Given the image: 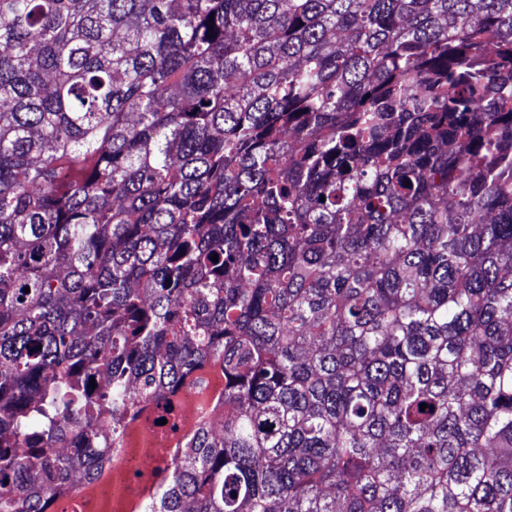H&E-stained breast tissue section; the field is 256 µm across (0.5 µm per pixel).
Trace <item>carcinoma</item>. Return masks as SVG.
Masks as SVG:
<instances>
[{
  "label": "carcinoma",
  "instance_id": "carcinoma-1",
  "mask_svg": "<svg viewBox=\"0 0 512 512\" xmlns=\"http://www.w3.org/2000/svg\"><path fill=\"white\" fill-rule=\"evenodd\" d=\"M211 361L149 512H512V0H0V512Z\"/></svg>",
  "mask_w": 512,
  "mask_h": 512
}]
</instances>
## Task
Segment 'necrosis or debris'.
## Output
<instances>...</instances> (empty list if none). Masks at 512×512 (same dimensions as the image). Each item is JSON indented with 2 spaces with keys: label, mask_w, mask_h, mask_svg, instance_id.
<instances>
[{
  "label": "necrosis or debris",
  "mask_w": 512,
  "mask_h": 512,
  "mask_svg": "<svg viewBox=\"0 0 512 512\" xmlns=\"http://www.w3.org/2000/svg\"><path fill=\"white\" fill-rule=\"evenodd\" d=\"M224 379L208 366L189 377L168 403H146L129 419L118 441V465L105 476L56 491L46 500V512H127L129 500L145 504L167 481L170 464L187 436L186 412L190 406L207 409L212 426L224 419V404L205 405L208 393L223 390Z\"/></svg>",
  "instance_id": "1"
}]
</instances>
